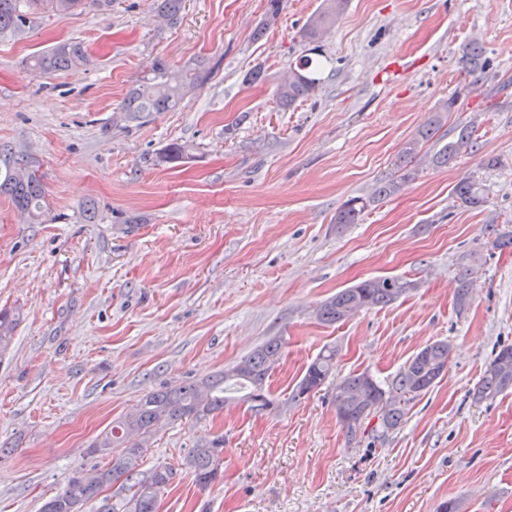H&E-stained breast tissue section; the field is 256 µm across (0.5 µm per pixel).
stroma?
<instances>
[{"instance_id":"obj_1","label":"stroma","mask_w":512,"mask_h":512,"mask_svg":"<svg viewBox=\"0 0 512 512\" xmlns=\"http://www.w3.org/2000/svg\"><path fill=\"white\" fill-rule=\"evenodd\" d=\"M321 3L282 0L262 35L268 0H184L173 21L155 0H112L0 34V147L29 155L47 203L32 224L0 197V307L24 314L0 359V512H39L72 473L104 466L92 441L145 394L211 377L272 336L285 341L269 381L278 408L230 403L157 426L143 466L173 470L158 512H512V390L474 398L512 344V248L493 245L512 230V0H349L320 43L317 90L281 108L274 90L308 54L300 31ZM65 41L89 62L29 69ZM471 42L491 62L474 83L460 64ZM198 56L219 64L209 84L127 127L121 102L152 60ZM435 117L416 178L337 226ZM463 131L477 151L433 166ZM173 143L190 158L157 164ZM469 173L482 207L453 191ZM385 276L414 287L342 323L316 319L336 291ZM440 340L447 373L394 430L374 418L349 434L335 381L288 399L323 347L337 378L385 384ZM218 435L224 478L204 489L183 460ZM371 199L362 196L348 198L336 212V224H358Z\"/></svg>"}]
</instances>
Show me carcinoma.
Wrapping results in <instances>:
<instances>
[{
    "label": "carcinoma",
    "instance_id": "cac0c4a2",
    "mask_svg": "<svg viewBox=\"0 0 512 512\" xmlns=\"http://www.w3.org/2000/svg\"><path fill=\"white\" fill-rule=\"evenodd\" d=\"M111 0H0V33L18 32L31 18L46 12L69 13L86 6H102ZM346 0H323L320 9L307 20L301 31L303 41L319 43L344 13ZM89 61L80 42L60 44L32 57L29 68L39 75H51L78 63ZM463 72L467 76L480 74L487 67L483 48L476 43L464 47ZM313 60L304 55L288 68V78L277 85L275 94L278 105L290 109L312 95L320 79L314 76ZM218 63L198 60L186 70H176L162 57L153 60L149 73L126 94L122 110L126 119L145 124L161 112L175 109L189 88L203 87L213 77ZM437 130V120L432 119L419 131L418 137L407 143L403 161L396 178L378 188V196H391L413 181L415 169L408 167V160L415 155L419 142L431 139ZM476 144L470 133H461L432 157V164L444 167L459 154L474 151ZM189 155V147L170 145L160 156L165 163L180 162ZM4 171H0V196L8 197L20 212L27 215L32 224L42 223L45 191L37 175L25 180L17 172L28 166V160L17 157L4 159ZM454 193L467 207L479 208L486 202V189L473 174L462 177L455 185ZM371 199L362 196L348 198L336 212V223L356 224L370 205ZM411 288V284L395 278H372L349 288L322 302L315 310L322 323L343 322L357 312L386 306ZM459 309L471 302V286L468 273L458 278L455 297ZM21 322L19 309H0V355L9 349L15 331ZM285 342L272 337L257 346L247 356L215 377L201 382H188L177 386L161 387L146 394L135 410L112 423L92 445L91 452L108 459L104 468L79 471L68 478L63 490L48 500L41 512H83L92 501H101L97 512H115L107 499L101 498L105 488L120 478L129 484L132 494L124 505L125 512H158V497L173 477L172 469L158 465L141 468L144 448L147 447L152 429L159 420L175 423L183 419H201L213 415L232 400L231 394L246 390L240 400L254 412H264L276 405L268 380L283 357ZM450 347L443 341L433 342L419 350L391 380L387 386L375 383L366 387L368 373L361 372L336 379V387L343 398L338 408L343 412V426L354 435L372 415L381 417V426L388 431L404 420L408 405L416 397L427 392L440 380L448 368ZM336 349L322 350L307 366L303 376L291 392V400L299 401L335 379ZM512 388V345H504L495 355L475 392V399H492ZM224 455V438L193 448L184 460L196 482L210 486L216 478V460Z\"/></svg>",
    "mask_w": 512,
    "mask_h": 512
}]
</instances>
